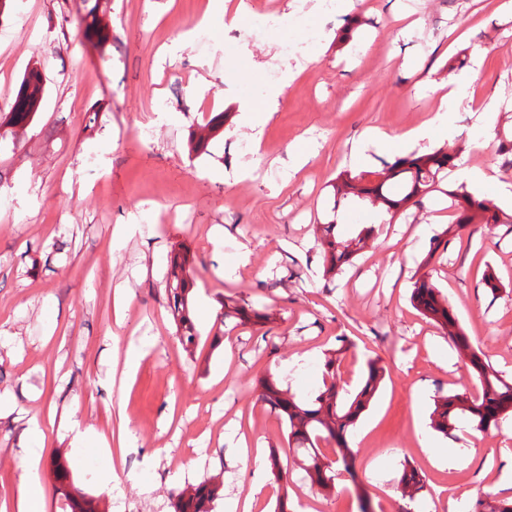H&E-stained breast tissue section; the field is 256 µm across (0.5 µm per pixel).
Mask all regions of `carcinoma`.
Listing matches in <instances>:
<instances>
[{"mask_svg":"<svg viewBox=\"0 0 512 512\" xmlns=\"http://www.w3.org/2000/svg\"><path fill=\"white\" fill-rule=\"evenodd\" d=\"M44 97L42 76L31 71L24 76L14 97L11 112L3 124L22 128L30 124ZM459 149L446 147L422 155L383 161L372 171L353 174L345 171L333 185L336 205H357L361 201L377 202L380 214L388 215L387 223L409 208L421 205L433 192L448 198L453 221L447 232L455 236L478 230L496 234L502 224H512V210L506 211L479 198L467 184L442 186L448 179V169L455 167ZM376 235L374 225L358 224L355 234L345 238L338 232V221L321 227L320 244L326 274L338 273L363 253L369 239ZM488 294L495 297L504 284L491 266L483 274ZM192 278L187 256L177 253L170 261L165 292L169 312L176 324L182 347L190 351L197 347L200 334L193 321ZM412 307L436 327L445 331L454 347L466 357L472 387L461 392L450 391L436 397L430 414V427L444 436L466 420L479 432L496 429L502 418L512 415V380H506L487 356L474 348L460 324L448 297L423 275L413 284L410 295ZM222 320L235 319L243 324L260 326L267 315L230 298L221 301ZM343 362L342 349L325 354L322 386L303 400H296L271 377L257 380V401L273 412L286 425L288 448L302 452L304 471L310 487L320 492L335 488L336 470L343 468L353 474L352 452L348 433L360 416L368 410L384 379V368L377 359L366 362V374L359 389L353 393L338 385L336 374ZM332 448L334 458L324 453ZM55 491L65 501L70 512H98L97 500L75 485L68 462L56 460L53 469ZM400 490L422 491L427 481L422 471L410 464L404 466L398 480ZM220 499L219 486L203 480L178 492L171 493L173 512H215ZM473 512H512V501L480 498Z\"/></svg>","mask_w":512,"mask_h":512,"instance_id":"obj_1","label":"carcinoma"}]
</instances>
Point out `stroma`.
I'll list each match as a JSON object with an SVG mask.
<instances>
[{"instance_id":"obj_1","label":"stroma","mask_w":512,"mask_h":512,"mask_svg":"<svg viewBox=\"0 0 512 512\" xmlns=\"http://www.w3.org/2000/svg\"><path fill=\"white\" fill-rule=\"evenodd\" d=\"M288 23L263 36L251 18L267 0H248L252 15L229 37L221 17L199 40L192 30L210 0H8L0 15V114L24 75L39 71L45 95L34 121L0 137V512L26 479L30 430L44 433L39 478L44 512H63L52 462L72 467L75 483L100 512H171L169 494L203 478L224 485L217 512H228L255 466L214 435L262 411L254 386L271 376L303 398L322 383L324 355L344 348L339 377L362 380L367 359L385 370L381 388L349 439L354 474H340L328 512H359L365 490L375 512H399L404 465L428 486L415 512H448L452 490L483 489L512 449V437H445L431 431L436 396L469 383L464 356L410 304L421 275L449 301L474 347L512 377V230L448 237L427 262L433 236L450 221L441 194L381 225L353 264L323 277L318 225L333 218V185L343 170L378 168L411 147L352 148L373 130L392 137L433 115L453 58L464 61L469 110L456 113L451 136L434 133L426 150L461 148L469 165L482 153L498 184L475 193L503 209L512 167L494 155L512 130V0H274ZM95 9L104 41L87 38L82 18ZM358 28H351L352 20ZM301 65L286 80V64ZM280 90L281 107L260 143L240 109ZM490 112H482V105ZM224 125L206 150L192 140L207 120ZM314 152L303 167L289 154L297 141ZM161 208L170 224L154 223ZM142 212L118 248L112 229ZM431 233L418 236L419 225ZM187 252L194 272L199 344L186 353L166 309L167 257ZM249 261L227 284L225 266ZM156 265L159 277L144 271ZM493 267L498 298L481 285ZM233 298L268 315L260 326L220 322ZM229 337L231 347L215 343ZM143 346L133 381L110 382L114 349ZM123 408L136 447L102 446ZM470 449L464 471L433 454ZM111 479H104L107 464Z\"/></svg>"}]
</instances>
